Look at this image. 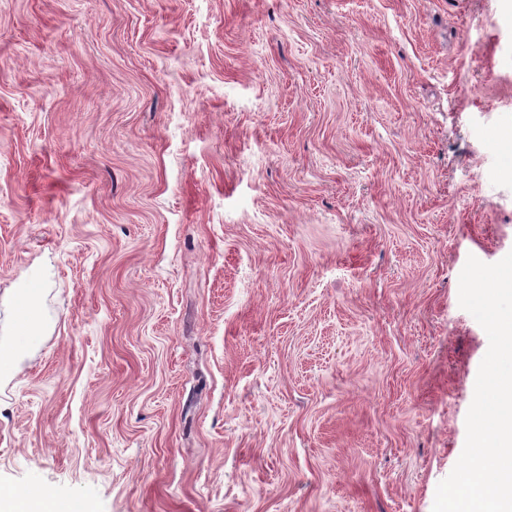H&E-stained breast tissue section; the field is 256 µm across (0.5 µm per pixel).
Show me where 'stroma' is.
I'll list each match as a JSON object with an SVG mask.
<instances>
[{
  "label": "stroma",
  "mask_w": 512,
  "mask_h": 512,
  "mask_svg": "<svg viewBox=\"0 0 512 512\" xmlns=\"http://www.w3.org/2000/svg\"><path fill=\"white\" fill-rule=\"evenodd\" d=\"M506 45L512 0H0V512H432Z\"/></svg>",
  "instance_id": "1"
}]
</instances>
